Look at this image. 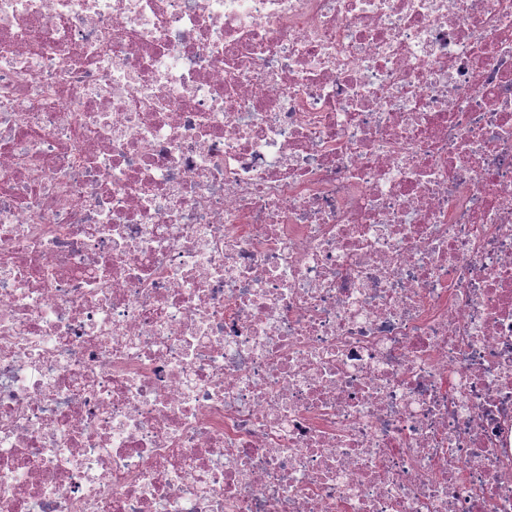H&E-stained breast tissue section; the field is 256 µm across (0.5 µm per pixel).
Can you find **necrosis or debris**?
I'll return each mask as SVG.
<instances>
[{
  "label": "necrosis or debris",
  "mask_w": 512,
  "mask_h": 512,
  "mask_svg": "<svg viewBox=\"0 0 512 512\" xmlns=\"http://www.w3.org/2000/svg\"><path fill=\"white\" fill-rule=\"evenodd\" d=\"M0 512H512V0H0Z\"/></svg>",
  "instance_id": "obj_1"
}]
</instances>
